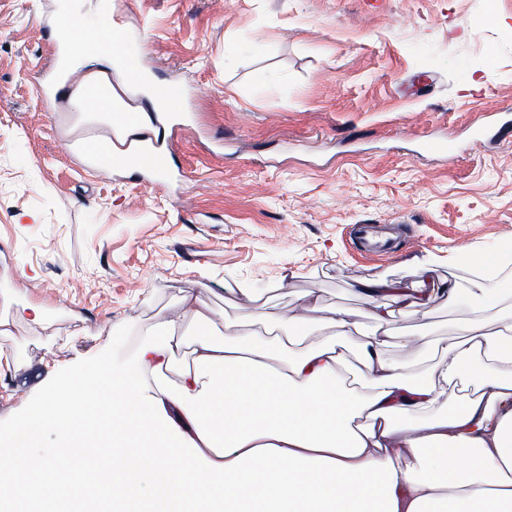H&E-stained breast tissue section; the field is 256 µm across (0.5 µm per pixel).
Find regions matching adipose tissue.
<instances>
[{
	"label": "adipose tissue",
	"instance_id": "1",
	"mask_svg": "<svg viewBox=\"0 0 512 512\" xmlns=\"http://www.w3.org/2000/svg\"><path fill=\"white\" fill-rule=\"evenodd\" d=\"M80 21L63 5L66 73L96 63L128 71L123 56L84 53ZM436 293L385 280L361 290L382 325L388 302L423 306ZM212 321L193 295L158 321L136 357L153 377L148 390L108 362L48 374L58 389L33 401L24 421L0 426V458L10 461L0 467V505L84 512L71 492L78 480L99 512H512V324L466 322L424 380L386 354L388 336L366 337L350 383L339 340L356 323L317 297L268 344L231 329L189 335ZM311 324L322 339L291 352ZM49 433L58 445L47 450Z\"/></svg>",
	"mask_w": 512,
	"mask_h": 512
}]
</instances>
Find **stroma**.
Wrapping results in <instances>:
<instances>
[{
  "mask_svg": "<svg viewBox=\"0 0 512 512\" xmlns=\"http://www.w3.org/2000/svg\"><path fill=\"white\" fill-rule=\"evenodd\" d=\"M77 5L82 41L140 26L189 127L164 182L92 168L75 144L100 128L73 97L91 70L57 91L44 71L59 0H0V424L47 368L133 360L187 294L213 310L204 334L263 341L310 294L368 336L360 282L462 288L393 319L421 339L387 347L419 380L462 322H512V139L492 138L512 121V0ZM491 252L505 261L478 265Z\"/></svg>",
  "mask_w": 512,
  "mask_h": 512,
  "instance_id": "obj_1",
  "label": "stroma"
}]
</instances>
